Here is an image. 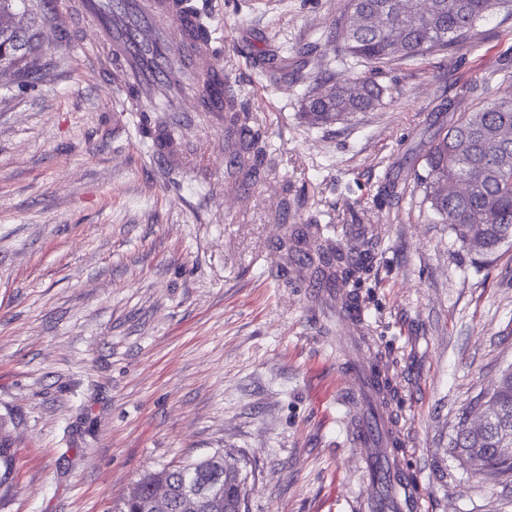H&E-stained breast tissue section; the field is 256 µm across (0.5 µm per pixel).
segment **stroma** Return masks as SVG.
Here are the masks:
<instances>
[{
  "label": "stroma",
  "mask_w": 512,
  "mask_h": 512,
  "mask_svg": "<svg viewBox=\"0 0 512 512\" xmlns=\"http://www.w3.org/2000/svg\"><path fill=\"white\" fill-rule=\"evenodd\" d=\"M195 2L268 132L259 178L226 174L215 113H172L178 156L146 152L139 113L84 61L93 33L53 0L37 8L39 72L0 80V512H114L145 473L219 448L251 462L248 512H345L360 482L336 314L282 244L307 224L375 245L356 294L427 512H512V489L449 451L512 367V244L468 251L416 181L436 116L512 93V16L380 66L382 106L313 126V74L368 69L330 40L349 0ZM299 44L307 59L259 78L257 55Z\"/></svg>",
  "instance_id": "35a3bbf8"
}]
</instances>
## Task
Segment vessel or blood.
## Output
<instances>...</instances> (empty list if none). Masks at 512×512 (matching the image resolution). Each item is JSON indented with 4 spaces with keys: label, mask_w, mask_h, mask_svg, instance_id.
Returning <instances> with one entry per match:
<instances>
[{
    "label": "vessel or blood",
    "mask_w": 512,
    "mask_h": 512,
    "mask_svg": "<svg viewBox=\"0 0 512 512\" xmlns=\"http://www.w3.org/2000/svg\"><path fill=\"white\" fill-rule=\"evenodd\" d=\"M56 8L95 29L86 55L109 62L115 89L145 119L154 123L161 113L188 106L197 112L223 111L224 98L212 94L210 82L224 70L211 43L195 38L199 18L183 0H57ZM172 23L179 31L175 38L168 29ZM338 315L351 329L341 339L350 362L342 391L348 442L359 450L356 466L370 478L391 481L396 512H425L399 451L402 437L391 399L395 380L380 361L364 354L363 312L342 307Z\"/></svg>",
    "instance_id": "obj_1"
}]
</instances>
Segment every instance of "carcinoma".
Returning a JSON list of instances; mask_svg holds the SVG:
<instances>
[{"label":"carcinoma","instance_id":"1","mask_svg":"<svg viewBox=\"0 0 512 512\" xmlns=\"http://www.w3.org/2000/svg\"><path fill=\"white\" fill-rule=\"evenodd\" d=\"M512 14V0H428L418 8L414 0H350L349 14L336 27V42L350 57L374 64L414 61L424 55L446 51L469 38L477 24L495 12ZM34 22L15 33H0L9 45L20 41L30 50L39 49ZM315 80L325 85L301 104L302 117L312 125H327L359 112H371L382 102L383 89L373 75ZM228 128L248 133L244 144L252 170L264 164L269 143L264 131L249 125L243 104L232 99L224 104ZM425 175L420 177L426 199L441 222L448 225L462 245L485 255L512 242V100L486 98L483 104L442 128L428 143L424 154ZM307 239L319 242L308 257L316 265L317 279L325 288L357 285L369 270L371 250L347 251L324 235L319 224H307L290 235L289 242ZM491 416L480 432L459 429L452 450L469 467L476 450L483 451L482 467L512 485V460L490 452L512 435V371L503 373L499 386L487 400ZM12 453L0 440V486L9 480ZM241 460L224 450L186 465L148 472L117 507V512H153L151 486L166 483L171 489L172 512H178L182 489L191 486L200 494V512H241L249 489Z\"/></svg>","mask_w":512,"mask_h":512}]
</instances>
